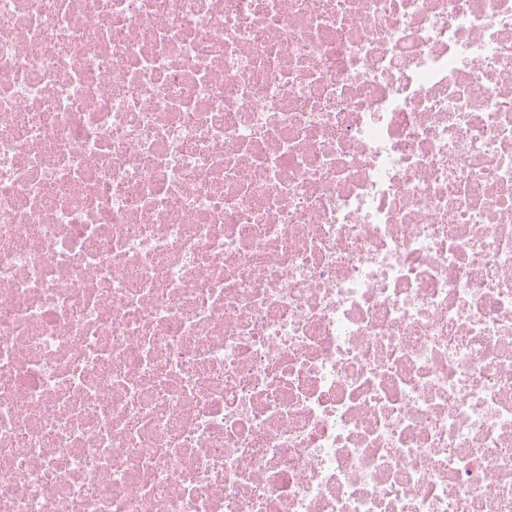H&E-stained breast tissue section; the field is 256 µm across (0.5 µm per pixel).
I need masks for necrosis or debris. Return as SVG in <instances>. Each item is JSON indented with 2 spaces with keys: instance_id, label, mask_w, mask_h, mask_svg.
Instances as JSON below:
<instances>
[{
  "instance_id": "necrosis-or-debris-1",
  "label": "necrosis or debris",
  "mask_w": 512,
  "mask_h": 512,
  "mask_svg": "<svg viewBox=\"0 0 512 512\" xmlns=\"http://www.w3.org/2000/svg\"><path fill=\"white\" fill-rule=\"evenodd\" d=\"M0 512H512V0H0Z\"/></svg>"
}]
</instances>
